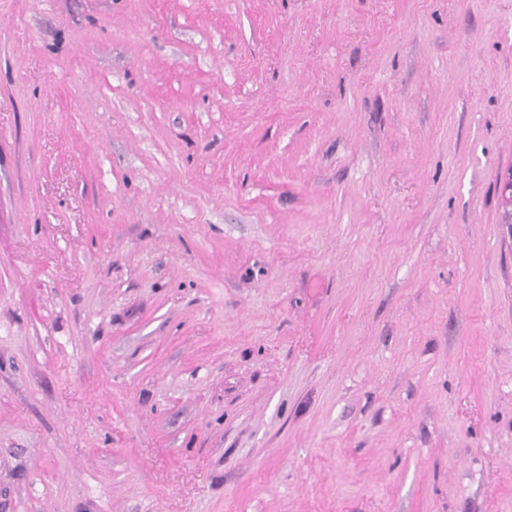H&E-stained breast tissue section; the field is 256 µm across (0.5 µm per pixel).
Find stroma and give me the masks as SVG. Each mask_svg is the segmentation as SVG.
<instances>
[{
  "label": "stroma",
  "instance_id": "35a3bbf8",
  "mask_svg": "<svg viewBox=\"0 0 512 512\" xmlns=\"http://www.w3.org/2000/svg\"><path fill=\"white\" fill-rule=\"evenodd\" d=\"M512 0H0V512H512Z\"/></svg>",
  "mask_w": 512,
  "mask_h": 512
}]
</instances>
